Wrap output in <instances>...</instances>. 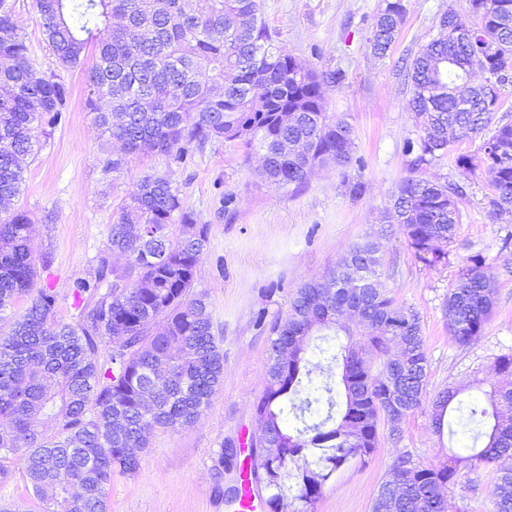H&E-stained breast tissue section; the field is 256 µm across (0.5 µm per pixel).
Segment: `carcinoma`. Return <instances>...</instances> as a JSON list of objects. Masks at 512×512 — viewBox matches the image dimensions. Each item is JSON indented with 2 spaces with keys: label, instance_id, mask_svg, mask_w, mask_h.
Here are the masks:
<instances>
[{
  "label": "carcinoma",
  "instance_id": "cac0c4a2",
  "mask_svg": "<svg viewBox=\"0 0 512 512\" xmlns=\"http://www.w3.org/2000/svg\"><path fill=\"white\" fill-rule=\"evenodd\" d=\"M45 41L58 67L86 71V107L108 139L129 153L164 155L185 165L207 145L239 142L263 151L261 177L300 187L318 165L346 167L353 139L330 121L323 90L330 76L299 66L275 43L260 0H36ZM405 23L401 0L381 10L371 49L385 55ZM461 33L433 39L407 68V102L420 129L405 152L416 171L449 152L450 139L483 138L479 163L493 190L491 206L512 209V122L494 121L501 87L512 74V0H469L443 13L439 27ZM498 73L495 90L472 82ZM71 90L59 74L34 67L15 21V0H0V482L4 461L18 457L40 512H109L112 475L140 472L156 429L193 425L224 385V352L206 293L194 291L208 227L185 206L170 180L139 177L111 225L95 273L74 284L72 320L57 316V294L35 287L29 219L9 211L24 182L20 159L52 137ZM463 187L410 176L395 194V221L414 258L437 265L459 223ZM377 248L354 245L327 274L307 282L271 327L265 386L257 418L285 453L264 459L251 445V479L269 491L268 512H314L342 469L378 450L377 423L388 426L386 388L400 385L399 414L418 409L427 385V354L417 312L399 306L377 275L357 287L359 265L374 270ZM127 257L117 269L110 255ZM485 257L470 259L448 292L453 341H478L494 304ZM319 343L312 344V337ZM400 351L387 361L391 339ZM288 344V357L281 347ZM108 348L100 359L101 347ZM434 428L453 440L471 434L465 453L424 465L393 453V478L375 493L371 512H446V494L477 463L494 464L495 512H512V387L493 385L478 398L449 389L435 402Z\"/></svg>",
  "mask_w": 512,
  "mask_h": 512
}]
</instances>
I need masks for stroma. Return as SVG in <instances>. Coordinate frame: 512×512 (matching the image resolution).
Wrapping results in <instances>:
<instances>
[{
    "label": "stroma",
    "instance_id": "obj_1",
    "mask_svg": "<svg viewBox=\"0 0 512 512\" xmlns=\"http://www.w3.org/2000/svg\"><path fill=\"white\" fill-rule=\"evenodd\" d=\"M402 3L405 23L391 49L379 57L369 40L384 0H262L267 26L302 66L344 75L341 84L324 90L331 120L351 127L352 163L318 167L298 189H278L261 178V151L224 142L207 146L184 167L161 155L135 154L120 171L104 172L105 160L120 146L101 134L86 109L81 70L64 72L72 88L67 118L25 161V182L14 201L32 224L38 286L54 288L58 316L70 321L73 282L88 275L104 250L118 206L133 183L143 172L156 171L180 188L186 206L209 227L194 288L209 296L224 350L222 391L194 425L155 432L137 476H113L110 512H227L214 494L215 460L221 444L260 437L253 404L265 385L272 324L285 316L297 288L323 280L354 244L365 240L378 248V271L390 296L418 312L428 357L423 404L404 419L394 445L425 465L445 462L450 452L470 447L467 434L450 441L435 433L432 403L448 388L476 379L495 381V358L512 353V212L490 208L492 189L482 165L457 166L458 156H477L481 144L464 137L445 159L420 171L422 177L455 181L466 190L446 259L434 267L418 262L393 223V195L410 174L404 142L420 134L406 108L405 63L436 36L441 14L468 9L466 0ZM16 22L36 68L56 70L33 0H20ZM225 197L231 203L224 208ZM478 254L494 280L495 304L480 339L461 347L448 334L444 305L459 273ZM394 445L381 441L367 464L337 473L315 512H371ZM495 479V467L476 466L468 483L451 490L448 512H494Z\"/></svg>",
    "mask_w": 512,
    "mask_h": 512
}]
</instances>
